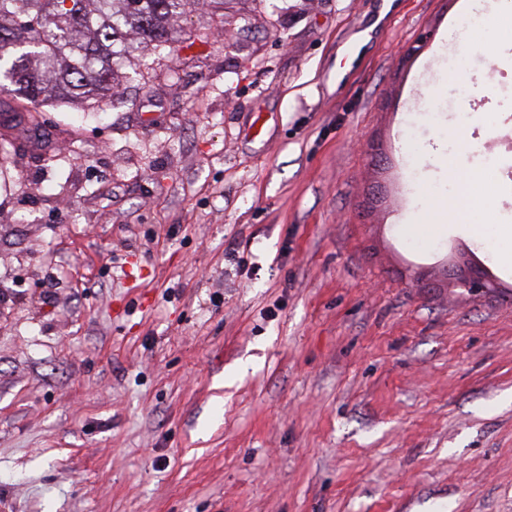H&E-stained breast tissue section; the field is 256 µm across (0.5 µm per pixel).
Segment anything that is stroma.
Listing matches in <instances>:
<instances>
[{"label": "stroma", "instance_id": "obj_1", "mask_svg": "<svg viewBox=\"0 0 512 512\" xmlns=\"http://www.w3.org/2000/svg\"><path fill=\"white\" fill-rule=\"evenodd\" d=\"M202 0L0 165L5 512H512V9ZM492 82L481 75L491 64ZM473 254L495 292L453 286ZM470 228L485 241L487 247L495 253L498 259L509 264L512 262V229L511 233L505 236L498 227L479 225Z\"/></svg>", "mask_w": 512, "mask_h": 512}]
</instances>
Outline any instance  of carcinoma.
<instances>
[{
	"instance_id": "1",
	"label": "carcinoma",
	"mask_w": 512,
	"mask_h": 512,
	"mask_svg": "<svg viewBox=\"0 0 512 512\" xmlns=\"http://www.w3.org/2000/svg\"><path fill=\"white\" fill-rule=\"evenodd\" d=\"M191 0H0V95L26 112L112 97L137 46L175 40Z\"/></svg>"
}]
</instances>
